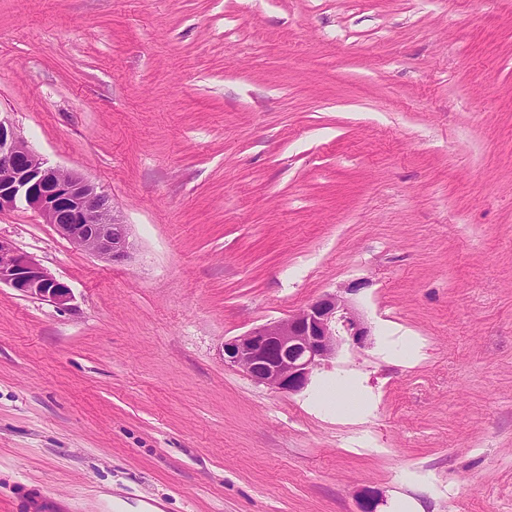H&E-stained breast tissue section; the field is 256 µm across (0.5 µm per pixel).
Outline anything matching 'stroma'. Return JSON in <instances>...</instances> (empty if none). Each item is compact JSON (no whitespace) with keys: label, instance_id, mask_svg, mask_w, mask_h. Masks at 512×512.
<instances>
[{"label":"stroma","instance_id":"obj_1","mask_svg":"<svg viewBox=\"0 0 512 512\" xmlns=\"http://www.w3.org/2000/svg\"><path fill=\"white\" fill-rule=\"evenodd\" d=\"M0 116L129 260L20 205L0 512H512V0H0ZM352 288L299 393L224 341ZM6 285L21 296L64 306L71 289L57 280L33 257L19 251L11 242L0 239V287Z\"/></svg>","mask_w":512,"mask_h":512}]
</instances>
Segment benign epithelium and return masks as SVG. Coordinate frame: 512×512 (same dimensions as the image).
Wrapping results in <instances>:
<instances>
[{"mask_svg":"<svg viewBox=\"0 0 512 512\" xmlns=\"http://www.w3.org/2000/svg\"><path fill=\"white\" fill-rule=\"evenodd\" d=\"M23 203L63 237L121 263L130 258L129 225L82 174L47 165L14 125L0 117V211ZM64 306L71 288L33 257L0 239V286ZM370 327L342 294L327 293L288 317L224 340V365L279 393H297L345 340L366 346Z\"/></svg>","mask_w":512,"mask_h":512,"instance_id":"obj_1","label":"benign epithelium"}]
</instances>
